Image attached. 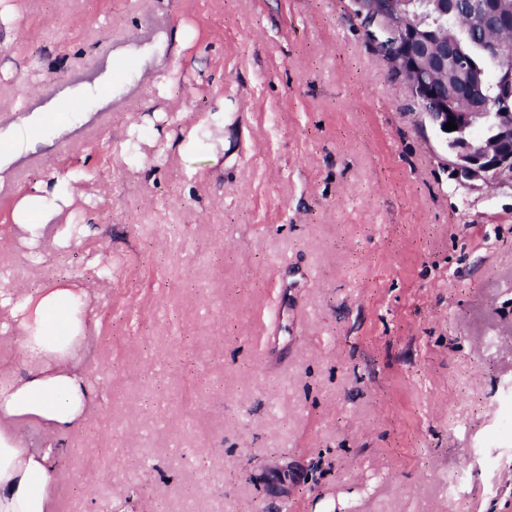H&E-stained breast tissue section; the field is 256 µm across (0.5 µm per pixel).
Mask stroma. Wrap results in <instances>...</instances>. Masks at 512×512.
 Here are the masks:
<instances>
[{
  "label": "stroma",
  "mask_w": 512,
  "mask_h": 512,
  "mask_svg": "<svg viewBox=\"0 0 512 512\" xmlns=\"http://www.w3.org/2000/svg\"><path fill=\"white\" fill-rule=\"evenodd\" d=\"M63 95L0 170V290L88 299L53 512H512V183L455 179L352 0H0V131ZM36 194L23 197L17 208L16 221L30 234L32 239L41 235L42 228L48 216L64 203L67 189L62 185L54 186L49 192L41 185L35 186Z\"/></svg>",
  "instance_id": "35a3bbf8"
}]
</instances>
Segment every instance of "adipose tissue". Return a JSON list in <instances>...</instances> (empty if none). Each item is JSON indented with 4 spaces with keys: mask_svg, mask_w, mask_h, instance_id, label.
Listing matches in <instances>:
<instances>
[{
    "mask_svg": "<svg viewBox=\"0 0 512 512\" xmlns=\"http://www.w3.org/2000/svg\"><path fill=\"white\" fill-rule=\"evenodd\" d=\"M47 115L35 112L0 136V167L42 140ZM67 198L64 186L37 187L17 208L16 221L38 238L48 216ZM86 294L55 288L37 297L1 298L23 330L24 377L0 384V512H51L54 448L27 447L22 427L37 422L46 436L74 428L89 412L88 388L79 350L84 340Z\"/></svg>",
    "mask_w": 512,
    "mask_h": 512,
    "instance_id": "ef3b65f1",
    "label": "adipose tissue"
}]
</instances>
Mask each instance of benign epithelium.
I'll list each match as a JSON object with an SVG mask.
<instances>
[{"label":"benign epithelium","instance_id":"benign-epithelium-1","mask_svg":"<svg viewBox=\"0 0 512 512\" xmlns=\"http://www.w3.org/2000/svg\"><path fill=\"white\" fill-rule=\"evenodd\" d=\"M356 13L367 27L377 51L391 62L426 108L429 121L446 135L448 163L456 180L477 182L512 181V74L499 80L497 96L485 93L486 79L463 63L453 43L448 22V4L430 23L397 22L407 0H353ZM468 29L489 41L512 35V0H473L456 11ZM493 107L495 112L487 113ZM493 116L495 133L482 134L484 118ZM457 129H444L449 119Z\"/></svg>","mask_w":512,"mask_h":512}]
</instances>
